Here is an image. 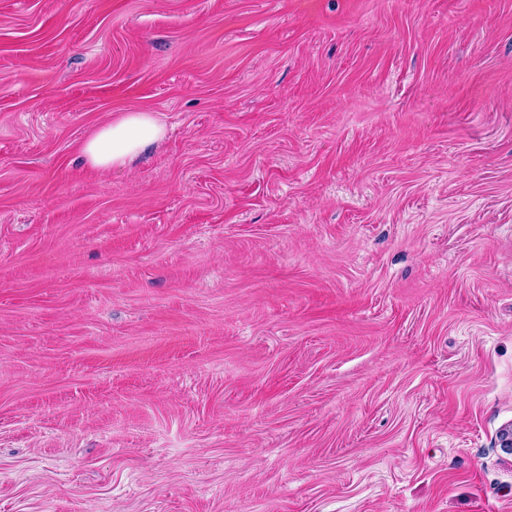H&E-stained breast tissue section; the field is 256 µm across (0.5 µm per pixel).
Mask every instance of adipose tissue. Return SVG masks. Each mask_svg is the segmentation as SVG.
Here are the masks:
<instances>
[{
    "mask_svg": "<svg viewBox=\"0 0 512 512\" xmlns=\"http://www.w3.org/2000/svg\"><path fill=\"white\" fill-rule=\"evenodd\" d=\"M164 135V124L153 113L128 112L100 127L82 152L92 167L121 169Z\"/></svg>",
    "mask_w": 512,
    "mask_h": 512,
    "instance_id": "adipose-tissue-1",
    "label": "adipose tissue"
}]
</instances>
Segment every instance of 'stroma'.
<instances>
[{
  "mask_svg": "<svg viewBox=\"0 0 512 512\" xmlns=\"http://www.w3.org/2000/svg\"><path fill=\"white\" fill-rule=\"evenodd\" d=\"M510 424L512 0H0V512H512ZM164 135V124L152 112H126L100 127L82 152L93 168L122 169Z\"/></svg>",
  "mask_w": 512,
  "mask_h": 512,
  "instance_id": "stroma-1",
  "label": "stroma"
}]
</instances>
